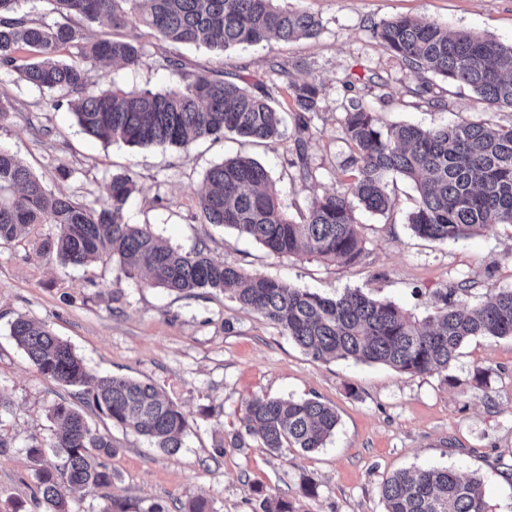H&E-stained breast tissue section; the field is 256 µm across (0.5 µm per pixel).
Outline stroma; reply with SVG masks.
Returning a JSON list of instances; mask_svg holds the SVG:
<instances>
[{
    "mask_svg": "<svg viewBox=\"0 0 512 512\" xmlns=\"http://www.w3.org/2000/svg\"><path fill=\"white\" fill-rule=\"evenodd\" d=\"M316 15L320 34L266 47H235L218 53L185 48V70H221L246 85L269 81L270 60L289 67L294 79L322 87L323 109L311 121L308 161L315 180L301 181L290 162L293 128L274 142L257 144L234 134L200 142L191 150L106 144L85 134L68 106L0 72V97L11 105L0 123V148L10 151L54 192L100 206L112 176H131L136 190L125 217L183 251L206 245L215 259L249 273L333 297L358 288L395 302L422 319L433 311L436 290L472 281L460 304L473 307L491 289H512V226H489L459 242H433L412 234L407 216L419 195L413 184L388 182L390 212L355 207L365 256L346 267L315 257H274L259 243L229 228L205 223L197 193L208 169L239 155L259 161L272 176L293 219L306 214L314 197L341 190L357 173L341 122L349 96L378 112L383 123L427 128L462 120L512 124V110L488 109L472 90L426 72H413L377 40L371 24L400 16H422L454 30L512 44V0H287ZM144 45L145 65L112 72L88 70L91 89L164 90L181 83L180 73L160 67L161 51L148 29L127 28ZM354 90H347L348 74ZM431 85L443 107L419 97ZM70 169L60 178L57 166ZM53 227L37 224L23 238L0 242V512H35L34 466L26 448L49 443L56 423L49 410L72 400L74 390L44 377L10 335L23 315L47 324L67 341L87 369L156 385L184 412L188 428L178 453L167 455L142 437L114 426L91 407L89 426L111 437L110 490H84L70 512H105L109 499L130 512L163 504L180 512L202 495L213 512H262L265 496L293 499L297 512H384L381 488L399 471L447 467L482 484L486 512H512V338L476 337L466 342L447 374L408 375L383 364L350 359L318 362L261 315L241 309L223 292L202 288L183 295L130 276L104 259L86 268H61L40 254ZM255 396L318 399L335 408L338 425L324 448L282 454L240 443L245 405ZM223 456H216V448ZM313 480L317 494L300 486Z\"/></svg>",
    "mask_w": 512,
    "mask_h": 512,
    "instance_id": "stroma-1",
    "label": "stroma"
}]
</instances>
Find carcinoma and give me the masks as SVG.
I'll list each match as a JSON object with an SVG mask.
<instances>
[{
  "instance_id": "cac0c4a2",
  "label": "carcinoma",
  "mask_w": 512,
  "mask_h": 512,
  "mask_svg": "<svg viewBox=\"0 0 512 512\" xmlns=\"http://www.w3.org/2000/svg\"><path fill=\"white\" fill-rule=\"evenodd\" d=\"M26 0H0V71L16 81L67 101L82 130L105 143L189 149L205 139L235 133L253 140L282 136L279 86L250 88L208 74H190L164 90L126 91L116 85L91 90L87 68L112 70L145 63L144 47L120 35L142 25L155 39L173 46L204 45L223 51L258 45L272 38L298 41L319 34L321 22L304 10L281 8L276 0H45L66 19L49 24L19 11ZM105 19L110 39L91 42L81 22ZM373 37L410 70L426 71L472 89L491 109H512V46L466 31H451L428 18L399 17L373 26ZM73 50L81 62L61 58ZM295 104L298 177L316 178L307 161L311 116L322 111L314 81L289 82ZM345 140L359 155L353 182L341 191L313 199L301 222L291 219L273 190L267 170L237 156L205 175L197 204L209 224L234 229L262 244L274 256L304 257L355 266L364 258L363 240L349 197L364 209L384 214L392 201L389 174L410 180L419 195L408 215L419 238L457 242L493 224H512V125L486 120L424 128L409 123L380 125L377 113L352 97L341 124ZM136 184L127 175L112 177L98 208L55 195L8 151L0 149V242L19 238L35 224L56 232L42 253L62 267H84L112 257L142 271L153 286L180 293L221 290L242 307L271 322L316 361L332 358L384 364L419 375L447 374L461 346L476 336L512 337V289H490L469 310L454 297L473 285L463 280L433 294L434 313L416 320L390 300H376L359 289L335 298L211 258L203 249L185 253L147 227L125 222ZM10 335L28 360L52 380L79 388L83 402L146 438L167 455L182 448L187 427L183 413L151 383L91 374L72 347L45 325L24 316L10 324ZM50 415L60 423L52 444L60 462L42 465L44 448L34 441L26 453L36 465L35 507L68 512L61 485L72 490L112 485V441L97 434L73 405L59 403ZM338 424L336 410L317 399L255 396L245 407L247 437L280 453L312 452L325 446ZM384 512H484L480 482L448 468L397 472L382 485ZM263 512H296L284 497H267Z\"/></svg>"
}]
</instances>
